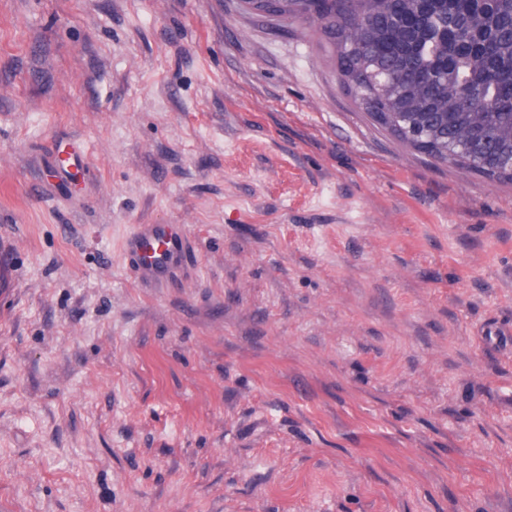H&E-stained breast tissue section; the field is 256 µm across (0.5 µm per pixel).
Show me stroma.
I'll return each mask as SVG.
<instances>
[{
  "label": "stroma",
  "mask_w": 512,
  "mask_h": 512,
  "mask_svg": "<svg viewBox=\"0 0 512 512\" xmlns=\"http://www.w3.org/2000/svg\"><path fill=\"white\" fill-rule=\"evenodd\" d=\"M315 26L0 0V512H512V183ZM138 224L198 269L141 283Z\"/></svg>",
  "instance_id": "1"
}]
</instances>
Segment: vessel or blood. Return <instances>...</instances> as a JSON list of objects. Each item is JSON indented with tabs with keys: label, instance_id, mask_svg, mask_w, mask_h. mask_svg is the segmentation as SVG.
<instances>
[{
	"label": "vessel or blood",
	"instance_id": "b4317fda",
	"mask_svg": "<svg viewBox=\"0 0 512 512\" xmlns=\"http://www.w3.org/2000/svg\"><path fill=\"white\" fill-rule=\"evenodd\" d=\"M129 262L146 282L172 276L178 262L187 260L190 241L179 224H140L125 241Z\"/></svg>",
	"mask_w": 512,
	"mask_h": 512
}]
</instances>
